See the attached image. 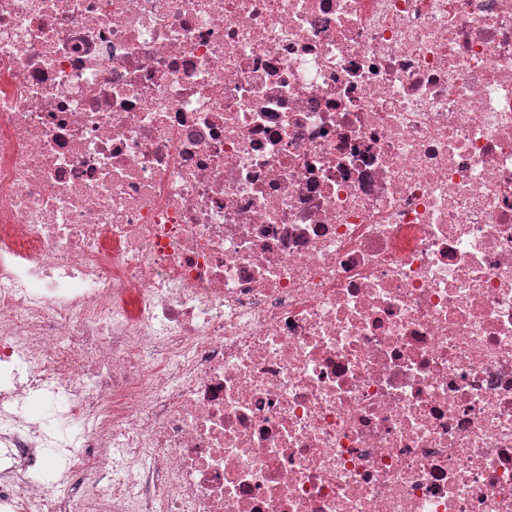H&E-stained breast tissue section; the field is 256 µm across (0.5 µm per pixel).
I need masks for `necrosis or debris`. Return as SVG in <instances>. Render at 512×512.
Wrapping results in <instances>:
<instances>
[{
	"label": "necrosis or debris",
	"instance_id": "1",
	"mask_svg": "<svg viewBox=\"0 0 512 512\" xmlns=\"http://www.w3.org/2000/svg\"><path fill=\"white\" fill-rule=\"evenodd\" d=\"M0 512H512V0H0Z\"/></svg>",
	"mask_w": 512,
	"mask_h": 512
}]
</instances>
